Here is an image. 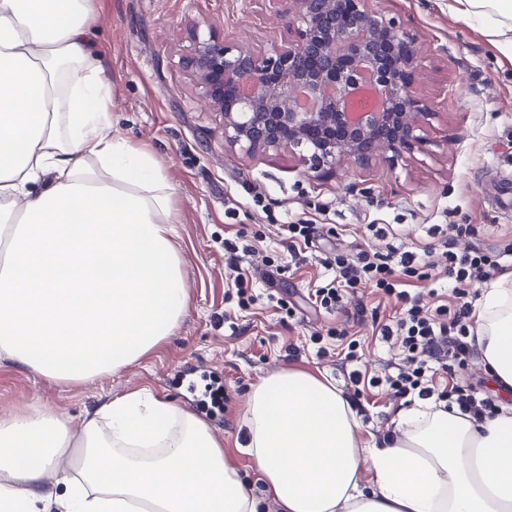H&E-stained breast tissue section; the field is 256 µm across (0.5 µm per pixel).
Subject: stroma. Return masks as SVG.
<instances>
[{
  "mask_svg": "<svg viewBox=\"0 0 512 512\" xmlns=\"http://www.w3.org/2000/svg\"><path fill=\"white\" fill-rule=\"evenodd\" d=\"M449 0H371L396 17L426 50L416 85L433 112L427 145L398 164L377 159L347 165L336 174L310 176L299 150L246 154L224 142V118L202 103V90L183 59L188 27L208 22L225 41L268 50L288 38L291 15L262 9L256 0H96L89 39L112 93L114 133L149 150L164 167L174 200L189 305L180 327L154 352L119 373L63 386L34 377L0 359V409L22 411L39 403L72 417L97 403L148 389L196 412L206 375L224 384L222 422H210L260 512H274L263 482L240 448V420L252 389L288 369L328 373L345 397L361 407V443L394 430L406 402L383 384L406 364L396 341L383 340L393 302L372 288L345 296L336 311L313 305L309 294L333 278L323 260L333 252L436 253L448 225L467 224L458 249L478 245L501 253L512 271V213L494 198L512 194V58L474 20L448 9ZM315 224L317 240L292 261L282 230L291 222ZM382 235H375V228ZM249 245L242 264L253 300L239 307L226 299L234 273L224 264V242ZM283 307H276L275 298ZM346 338H339V331ZM357 359L344 361L347 339ZM376 378L354 389L352 370ZM436 390L473 388L496 405L512 394L496 389L479 355L429 371Z\"/></svg>",
  "mask_w": 512,
  "mask_h": 512,
  "instance_id": "stroma-1",
  "label": "stroma"
}]
</instances>
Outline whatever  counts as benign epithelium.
Returning a JSON list of instances; mask_svg holds the SVG:
<instances>
[{"mask_svg": "<svg viewBox=\"0 0 512 512\" xmlns=\"http://www.w3.org/2000/svg\"><path fill=\"white\" fill-rule=\"evenodd\" d=\"M288 44L269 52L220 38L213 26L190 31L185 65L206 105L224 115V142L247 154L304 147L308 172L395 163L426 142L433 116L415 89L422 44L369 0H291ZM316 108L305 111L296 92Z\"/></svg>", "mask_w": 512, "mask_h": 512, "instance_id": "benign-epithelium-1", "label": "benign epithelium"}]
</instances>
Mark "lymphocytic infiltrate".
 I'll return each mask as SVG.
<instances>
[{"mask_svg":"<svg viewBox=\"0 0 512 512\" xmlns=\"http://www.w3.org/2000/svg\"><path fill=\"white\" fill-rule=\"evenodd\" d=\"M470 231L466 224L449 225V237L442 243L447 273L455 282L454 291L460 300L455 309L444 305L432 311L425 309L421 296L404 289V278L426 276L425 261L410 251L397 256L378 252H361L354 256L336 254L330 261L335 270L334 278L318 286L314 297L316 306L333 311L340 306L344 289L369 284L395 299L402 307L401 316L395 325H382L380 333L386 339L394 335L400 337L409 365L386 377V384L400 396L414 394L421 400L435 397L447 405L457 406L461 414L479 420L495 412L489 399L477 397L473 390L458 386L435 390L425 377L429 362L443 364L451 358L462 361L473 355L476 348L470 332L472 304L466 299L468 288L472 283L486 281L492 271L498 270L499 263L494 254L479 248L455 251V238L469 235Z\"/></svg>","mask_w":512,"mask_h":512,"instance_id":"1","label":"lymphocytic infiltrate"}]
</instances>
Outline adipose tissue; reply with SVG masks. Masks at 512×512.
<instances>
[{"instance_id": "obj_1", "label": "adipose tissue", "mask_w": 512, "mask_h": 512, "mask_svg": "<svg viewBox=\"0 0 512 512\" xmlns=\"http://www.w3.org/2000/svg\"><path fill=\"white\" fill-rule=\"evenodd\" d=\"M512 55V0H452ZM95 0H0V359L62 385L118 373L188 307L172 193L113 133L91 51ZM485 372L512 391V271L474 309ZM245 454L278 512H512V407L480 420L419 401L361 446L325 376L251 392ZM257 512L224 444L148 390L74 417L0 413V512Z\"/></svg>"}]
</instances>
